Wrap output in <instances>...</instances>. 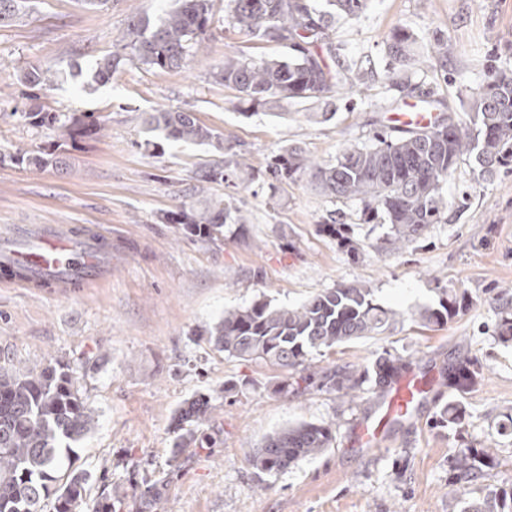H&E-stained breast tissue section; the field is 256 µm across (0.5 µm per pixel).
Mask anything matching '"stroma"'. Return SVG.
Instances as JSON below:
<instances>
[{
	"label": "stroma",
	"instance_id": "stroma-1",
	"mask_svg": "<svg viewBox=\"0 0 512 512\" xmlns=\"http://www.w3.org/2000/svg\"><path fill=\"white\" fill-rule=\"evenodd\" d=\"M175 3L110 0L91 9L81 0H35L30 16L0 28L1 150L35 151L57 140L56 129L29 123L32 111L90 114L100 123L91 137L63 143V168L0 163V234L16 224L112 230L109 281L67 297L0 286V365L39 370L61 361L75 370L97 420L76 445L78 463L108 466L112 494L125 500L135 493L133 478L166 477L165 512H463L486 486L512 479V341L494 332L498 300L512 296V168L489 178L474 160H461L441 185V223L395 251L379 250L390 226L382 218L364 223L360 202L326 197L306 176L275 189L257 179L242 195L246 235L230 224L223 245L208 247L158 217L194 187L210 152L179 142L161 154L146 148L142 117L158 107L193 110L254 169L292 144L332 164L345 147L372 144L404 103L426 97L436 115L466 116L468 87L512 68V0H373L358 19L337 17L338 60L368 79L321 123L308 120L310 103L289 106L282 119L245 112L236 92L193 58L169 72L128 63L108 82L94 81L96 59L121 47L131 16L156 17ZM214 12L205 39L213 59L284 54L234 29L224 0H214ZM397 26L422 44L447 37L454 51L443 64L418 57L403 87H394L386 38ZM34 67L59 80L30 100L20 77ZM332 220L348 225L363 252L320 232ZM340 284L369 286L403 321L393 335L315 355L316 365L400 357L428 382L463 362L480 369L468 390L444 385L438 402L394 425L377 450L351 441L355 424L374 410L371 384L352 401L313 387L285 395L281 381L298 371L226 357L207 334L225 311L257 300L293 307ZM449 293L465 294L467 306L447 325L432 330L413 320ZM228 382L235 390L225 391ZM198 393L211 397L222 442L174 448V415ZM444 405L464 409L463 428L436 424ZM303 422L332 424L334 446L279 473L252 467L267 435ZM490 441L498 466L450 485L449 449Z\"/></svg>",
	"mask_w": 512,
	"mask_h": 512
}]
</instances>
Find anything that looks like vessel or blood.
I'll use <instances>...</instances> for the list:
<instances>
[{"label":"vessel or blood","instance_id":"1","mask_svg":"<svg viewBox=\"0 0 512 512\" xmlns=\"http://www.w3.org/2000/svg\"><path fill=\"white\" fill-rule=\"evenodd\" d=\"M390 121L407 126H428L434 113L416 105L389 116ZM27 230L0 245V267L15 269V276L6 280L15 288H54L67 293L89 288L105 278L112 262L109 247L112 238L96 228H86L84 235L74 236L53 224L37 228L34 245H25ZM429 395L421 378L414 373L397 375L388 392L376 402L371 416L360 421L353 434V444L371 450L382 447L391 427L413 420L421 402Z\"/></svg>","mask_w":512,"mask_h":512}]
</instances>
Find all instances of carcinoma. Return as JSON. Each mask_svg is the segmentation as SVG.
<instances>
[{"label": "carcinoma", "instance_id": "carcinoma-1", "mask_svg": "<svg viewBox=\"0 0 512 512\" xmlns=\"http://www.w3.org/2000/svg\"><path fill=\"white\" fill-rule=\"evenodd\" d=\"M329 5L357 19L370 0H328ZM213 0H179L176 7L157 20L135 15L128 22L122 51L96 61L93 78L107 82L125 62H136L148 69L179 70L186 59L196 55L213 19ZM32 8L31 0H0V27L11 25ZM230 24L264 42L288 48L286 57H243L226 55L212 66L213 76L224 87L238 93L240 102L258 106L279 117L288 106L301 102L320 103L328 108L341 91H354L364 83V73L337 65L331 69L319 52L336 51L332 42L335 13L317 10L308 0H225ZM415 40L403 26L388 36V50L395 67L388 80L402 84L405 68L416 61ZM452 45L444 38L427 48L428 57L443 62ZM20 82L30 89L54 83L53 74L32 69ZM470 116L465 121L455 115L438 118L434 125L404 130L398 136L374 134L371 146H350L342 150L336 164L322 166L298 147H284L252 172V178L269 181L271 188L296 182L307 175L311 183L328 196L358 200L364 221L383 211L391 233L384 244L394 248L420 236L431 224L443 219L441 182L447 180L460 159L475 155L488 173L512 165V69L494 72L484 83L468 91ZM36 127L57 128L71 141L88 137L97 130L91 115L27 112ZM154 133L145 140L153 150L163 142L206 145L215 159L199 166L194 179L199 184L216 183L238 190L245 186L237 154L226 145L224 134L200 122L194 113L159 108L145 119ZM51 143L36 152L18 149L0 152V163L42 170L62 164ZM242 210L229 196L206 208L185 200L160 217L173 224L186 238L207 246L224 243V227L239 225L245 231ZM322 231L356 252L360 245L348 235L345 224H323ZM462 302L452 296L438 308H425L415 314L424 326L441 327L457 315ZM401 313L382 306L372 289L362 284L339 285L320 292L296 307L273 306L266 301L224 312L209 331L213 346L231 358L259 360L280 368H301L302 380L340 397L355 396L366 383L381 391L391 384L405 361L385 357L371 365L356 368L339 365L313 369V354L360 338L380 336L397 322ZM497 335L512 340V311L501 307ZM479 370L458 364L450 382L460 388L470 386ZM210 397L199 394L184 402L176 419L177 448H212L219 431L211 424ZM93 409L78 387V378L67 364L57 362L42 370L0 367V512H43L45 501L54 499V512H77L86 503L92 483L97 486L92 512H165L169 480H142L139 495L132 503L112 497V489L94 471L74 465L73 444L95 427ZM336 442L330 425L302 423L269 436L253 458L261 473L288 469L298 460L315 457ZM452 471L449 485L466 482L498 465L495 448H456L449 455ZM464 512H512V491L501 486L487 487L482 501L469 504Z\"/></svg>", "mask_w": 512, "mask_h": 512}]
</instances>
